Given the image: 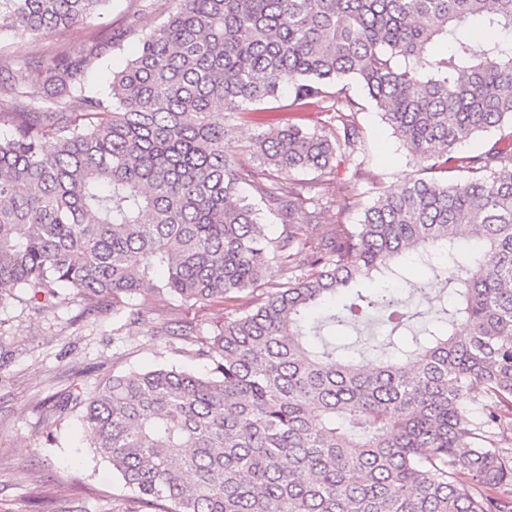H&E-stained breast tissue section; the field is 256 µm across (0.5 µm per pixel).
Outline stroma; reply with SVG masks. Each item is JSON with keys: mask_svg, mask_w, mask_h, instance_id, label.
<instances>
[{"mask_svg": "<svg viewBox=\"0 0 512 512\" xmlns=\"http://www.w3.org/2000/svg\"><path fill=\"white\" fill-rule=\"evenodd\" d=\"M173 6V0H111L99 17L81 26L36 41L0 37V59L38 57L95 34H116L118 45L88 76L90 86L104 92L140 38L161 24ZM347 92L357 104L363 142L341 163L337 200L324 219L350 225L361 222L378 194L399 192L421 171L367 93L354 82ZM151 283L154 288L160 280ZM153 288L136 298L140 318L135 322L124 310H89L73 289L63 290L61 302L42 311L10 297L0 299V512H132L130 490L110 463L94 455L79 410L60 411L59 402L93 392L112 374L129 369L169 363L206 371L208 362L197 357V350L226 317L256 298L245 292L225 302L191 306L159 296ZM184 322L196 324V335L149 337L152 328Z\"/></svg>", "mask_w": 512, "mask_h": 512, "instance_id": "1", "label": "stroma"}]
</instances>
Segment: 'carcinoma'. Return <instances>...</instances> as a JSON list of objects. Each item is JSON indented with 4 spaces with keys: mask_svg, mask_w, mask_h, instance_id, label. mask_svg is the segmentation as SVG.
Listing matches in <instances>:
<instances>
[{
    "mask_svg": "<svg viewBox=\"0 0 512 512\" xmlns=\"http://www.w3.org/2000/svg\"><path fill=\"white\" fill-rule=\"evenodd\" d=\"M109 2L0 0V35L41 38ZM116 44L0 66V296L40 310L73 288L120 311L157 266L156 293L184 303L265 289L195 352L207 373L163 365L71 398L138 507L512 512V147L455 154L512 123V0H174L97 92L88 72ZM350 79L430 177L349 227L321 214L362 142L355 101L329 92ZM330 98L322 126L297 122ZM264 111L261 209L238 192L224 114ZM408 256L457 268L444 326L389 341L377 363L311 341L373 314L407 325V302L361 281L402 278Z\"/></svg>",
    "mask_w": 512,
    "mask_h": 512,
    "instance_id": "obj_1",
    "label": "carcinoma"
}]
</instances>
